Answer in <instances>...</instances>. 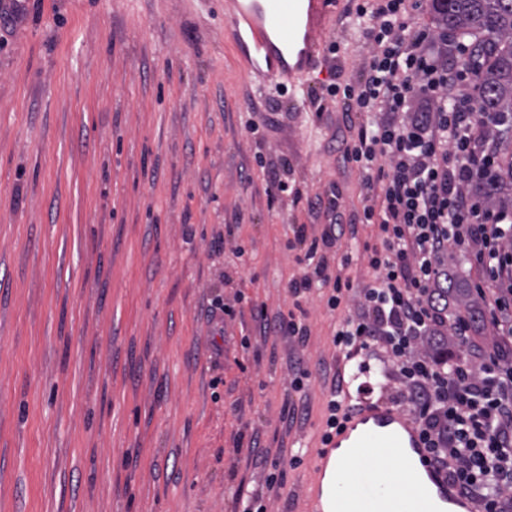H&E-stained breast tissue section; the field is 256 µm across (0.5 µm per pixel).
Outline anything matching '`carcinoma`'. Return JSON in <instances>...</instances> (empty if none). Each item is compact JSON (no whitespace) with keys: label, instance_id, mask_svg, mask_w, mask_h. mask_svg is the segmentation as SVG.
<instances>
[{"label":"carcinoma","instance_id":"cac0c4a2","mask_svg":"<svg viewBox=\"0 0 512 512\" xmlns=\"http://www.w3.org/2000/svg\"><path fill=\"white\" fill-rule=\"evenodd\" d=\"M431 7L449 31L480 41L483 60L475 65V93L480 110L498 114L512 129V0H432ZM512 150L502 155L498 182L486 189L496 205L511 204Z\"/></svg>","mask_w":512,"mask_h":512}]
</instances>
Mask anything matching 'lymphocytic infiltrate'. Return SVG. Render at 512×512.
Masks as SVG:
<instances>
[{"mask_svg": "<svg viewBox=\"0 0 512 512\" xmlns=\"http://www.w3.org/2000/svg\"><path fill=\"white\" fill-rule=\"evenodd\" d=\"M420 0H360L344 20L370 47L358 76L326 86L345 115H358L341 156L367 192L358 223L378 228L364 244L373 271L355 287L331 275L326 248L342 229L341 203L292 280L293 296L330 287L346 308L333 344L341 358L377 360L413 414L433 462L476 505L512 512V209L476 185L498 168L499 120L481 113L470 71L476 44L449 45L447 30L421 27ZM475 269L470 291L488 313L476 338L470 312L441 294L450 261Z\"/></svg>", "mask_w": 512, "mask_h": 512, "instance_id": "obj_1", "label": "lymphocytic infiltrate"}]
</instances>
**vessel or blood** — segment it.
Instances as JSON below:
<instances>
[{"mask_svg": "<svg viewBox=\"0 0 512 512\" xmlns=\"http://www.w3.org/2000/svg\"><path fill=\"white\" fill-rule=\"evenodd\" d=\"M333 0H234L227 20L239 45L253 43L252 70L258 89L298 86L312 69ZM394 455L389 493L327 504L315 497L311 512H472L470 501L431 461L411 414L394 403L363 401L352 406L317 461L336 462L346 474L357 470L367 448Z\"/></svg>", "mask_w": 512, "mask_h": 512, "instance_id": "vessel-or-blood-1", "label": "vessel or blood"}]
</instances>
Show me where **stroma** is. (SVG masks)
Masks as SVG:
<instances>
[{"instance_id": "stroma-1", "label": "stroma", "mask_w": 512, "mask_h": 512, "mask_svg": "<svg viewBox=\"0 0 512 512\" xmlns=\"http://www.w3.org/2000/svg\"><path fill=\"white\" fill-rule=\"evenodd\" d=\"M336 40L359 73L369 47L338 12L282 96L253 91L224 0H22L0 21V512H241V485L308 512L343 313L289 293L295 229L365 195L340 107L314 106ZM297 302L306 343L252 317Z\"/></svg>"}]
</instances>
